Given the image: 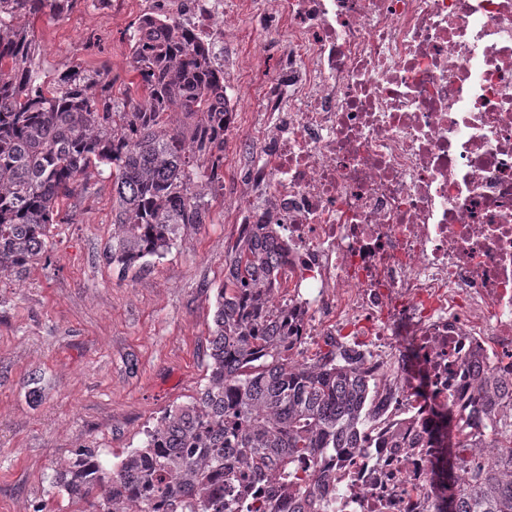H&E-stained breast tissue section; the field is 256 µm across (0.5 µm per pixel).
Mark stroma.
<instances>
[{
  "instance_id": "obj_1",
  "label": "stroma",
  "mask_w": 512,
  "mask_h": 512,
  "mask_svg": "<svg viewBox=\"0 0 512 512\" xmlns=\"http://www.w3.org/2000/svg\"><path fill=\"white\" fill-rule=\"evenodd\" d=\"M148 8L123 0L109 17L77 0L35 20L40 76L104 65L124 89L135 79L129 29ZM257 41L252 30L235 35L226 84L258 87L236 62ZM72 203L70 221L51 228L49 260L0 273V512H77L54 487L57 472L86 452L111 469L206 383L215 294L238 237L223 205L164 258L123 276L106 258L118 236L111 180H93Z\"/></svg>"
}]
</instances>
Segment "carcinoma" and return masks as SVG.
<instances>
[{
	"label": "carcinoma",
	"mask_w": 512,
	"mask_h": 512,
	"mask_svg": "<svg viewBox=\"0 0 512 512\" xmlns=\"http://www.w3.org/2000/svg\"><path fill=\"white\" fill-rule=\"evenodd\" d=\"M77 0H0V272L21 275L48 257L51 226L77 189L112 178L107 255L127 272L168 254L210 219L224 190V73L189 31L142 16L129 34L138 95L113 93L99 70L70 66L46 85L32 67L30 24L70 11ZM183 116L177 126L171 114ZM288 246L272 224L239 236L224 255L216 291L207 383L192 401L164 411L146 440L104 472L92 455L55 477L83 512H238L256 480L273 473L275 495L243 512H333L319 460L354 448L366 421L364 382L333 340L301 370L288 355V313L267 290L282 276ZM495 384L473 405L489 415ZM448 473L467 472L438 512H512V420L494 430L497 465L479 461L467 411L453 417Z\"/></svg>",
	"instance_id": "1"
}]
</instances>
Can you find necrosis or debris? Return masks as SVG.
<instances>
[{
	"instance_id": "1",
	"label": "necrosis or debris",
	"mask_w": 512,
	"mask_h": 512,
	"mask_svg": "<svg viewBox=\"0 0 512 512\" xmlns=\"http://www.w3.org/2000/svg\"><path fill=\"white\" fill-rule=\"evenodd\" d=\"M288 68L248 110L239 233L288 244L293 351L331 337L373 384L357 447L322 464L336 512H436L441 418L512 383V0H268ZM255 0H154L224 64Z\"/></svg>"
}]
</instances>
